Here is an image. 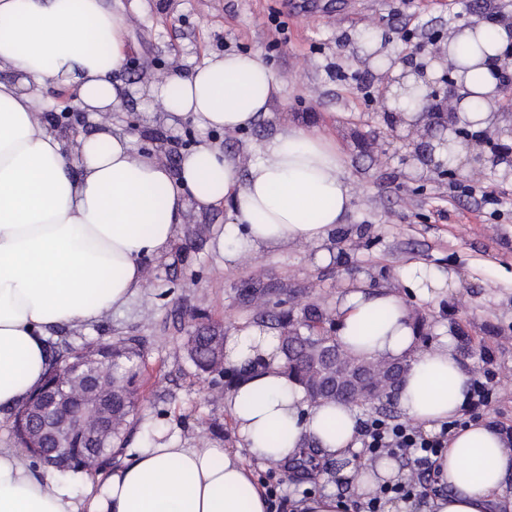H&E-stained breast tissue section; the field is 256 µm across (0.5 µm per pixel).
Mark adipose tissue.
I'll list each match as a JSON object with an SVG mask.
<instances>
[{"mask_svg": "<svg viewBox=\"0 0 512 512\" xmlns=\"http://www.w3.org/2000/svg\"><path fill=\"white\" fill-rule=\"evenodd\" d=\"M126 29L107 0H0V417L42 384L53 330L98 322L139 293L144 260L168 251L188 205L232 200V220L212 241L231 264L322 243L353 207L335 144L291 123L245 161L202 143L174 171L139 151L134 136L106 118L123 99L113 75L126 60ZM364 40L392 78L389 108L418 112L422 79L380 53L377 33ZM511 45L512 28L499 21L451 31L447 55L467 65L454 73L459 121L499 123L505 91L487 59ZM51 84L75 87V106L98 123L93 134L72 141L49 128L41 109ZM280 85L259 54L230 53L202 59L186 76L154 77L147 93L167 122L235 132L270 114ZM336 316V337L351 354L407 361L396 393L406 419L429 433L453 426L436 462L443 492L420 503L383 499L380 512H512V438L483 420L457 425L472 391L452 339L440 335L418 351L414 323L390 291L354 288ZM224 365L241 372L224 396L237 448L187 447L177 433L159 431L106 477L85 476L78 495L56 472L34 469L23 449L0 447V512H270L251 464H287L309 442L339 463L362 500L406 479L390 456L355 462L357 407L312 405L268 328L227 335Z\"/></svg>", "mask_w": 512, "mask_h": 512, "instance_id": "obj_1", "label": "adipose tissue"}]
</instances>
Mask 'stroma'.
I'll use <instances>...</instances> for the list:
<instances>
[{
  "mask_svg": "<svg viewBox=\"0 0 512 512\" xmlns=\"http://www.w3.org/2000/svg\"><path fill=\"white\" fill-rule=\"evenodd\" d=\"M130 19L127 59L116 80L128 89L116 118L142 152L178 169L181 155L207 142L233 155L276 125L292 123L336 143L353 187L346 223L321 245L292 244L225 266L212 248L232 202L187 207L164 256L145 261L146 284L121 311L91 327L64 328L52 341L75 348L97 339L136 336L143 342L142 401L137 426L122 451L131 458L146 438L144 422L177 429L199 448L237 444L224 409L230 384L199 373L184 343L194 320L231 331L243 324H298L307 306L334 315L352 286L391 290L410 310L418 347L428 350L447 329L473 381L485 391L462 420L485 419L512 436V178L501 180L470 161L455 175L406 160L409 127L385 111L383 72L363 55L365 32L380 30L382 47L401 57L459 23L512 16V0H119ZM285 25L287 36L276 27ZM257 52L277 72L282 90L270 114L235 133L168 124L145 88L158 72L188 74L204 57ZM411 264L455 274L453 285L424 299L402 279ZM262 289L241 301V288ZM335 464L310 478L278 467L256 470L276 492L273 512H294V498L334 487L344 512L360 499L337 482Z\"/></svg>",
  "mask_w": 512,
  "mask_h": 512,
  "instance_id": "obj_1",
  "label": "stroma"
}]
</instances>
